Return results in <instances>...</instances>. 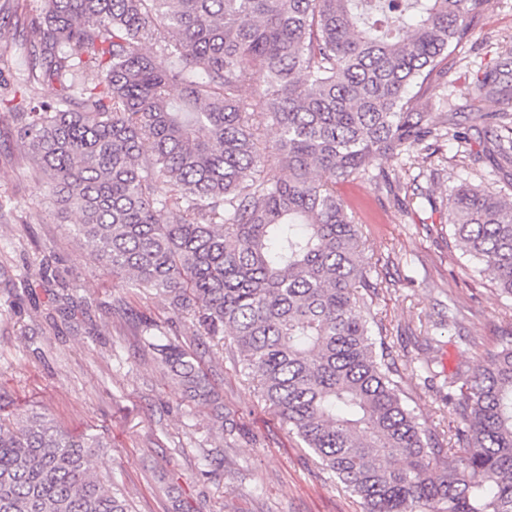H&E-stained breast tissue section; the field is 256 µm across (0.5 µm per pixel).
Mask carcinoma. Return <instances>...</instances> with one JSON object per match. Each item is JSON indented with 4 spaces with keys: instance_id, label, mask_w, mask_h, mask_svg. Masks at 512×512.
Returning a JSON list of instances; mask_svg holds the SVG:
<instances>
[{
    "instance_id": "obj_1",
    "label": "carcinoma",
    "mask_w": 512,
    "mask_h": 512,
    "mask_svg": "<svg viewBox=\"0 0 512 512\" xmlns=\"http://www.w3.org/2000/svg\"><path fill=\"white\" fill-rule=\"evenodd\" d=\"M490 0H3L25 44L13 117L44 196L132 288L225 336L272 412L364 512H512V332L451 376L448 447L377 351L359 225L336 182L460 137L424 90ZM416 86L419 92L410 94ZM512 93V62L473 86ZM271 124L278 137L262 140ZM492 148L512 162V119ZM288 171V178L276 175ZM463 253L512 298V203L448 193ZM186 399L228 430L197 353L140 326ZM106 447L46 416L0 423V512H130L93 467Z\"/></svg>"
}]
</instances>
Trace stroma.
<instances>
[{
	"label": "stroma",
	"instance_id": "obj_1",
	"mask_svg": "<svg viewBox=\"0 0 512 512\" xmlns=\"http://www.w3.org/2000/svg\"><path fill=\"white\" fill-rule=\"evenodd\" d=\"M512 52V0H491L471 41L448 57V109L460 129L488 130V113L467 107L477 75ZM396 187L372 173L336 193L362 224L374 290L365 292L410 409L448 433V377L475 367L481 351L512 330V300L482 264L463 255L448 225L446 198L467 184L512 199V164L486 140L453 138L378 161ZM0 193L14 210L0 220V421L46 415L72 437H103L94 461L132 512H362L319 468L241 373L222 340L199 343L189 318L164 296L123 287L70 232L37 188L12 114L0 109ZM412 205H402V197ZM199 347L201 365L224 397L232 434L209 410L183 400L140 336L143 320Z\"/></svg>",
	"mask_w": 512,
	"mask_h": 512
}]
</instances>
